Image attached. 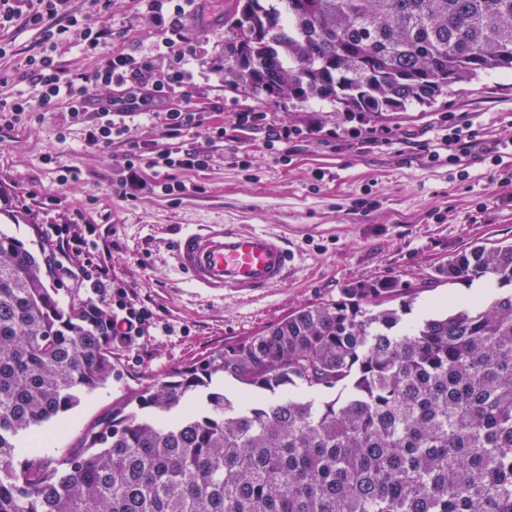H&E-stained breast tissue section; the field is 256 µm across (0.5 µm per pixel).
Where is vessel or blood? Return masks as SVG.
<instances>
[{"label": "vessel or blood", "mask_w": 512, "mask_h": 512, "mask_svg": "<svg viewBox=\"0 0 512 512\" xmlns=\"http://www.w3.org/2000/svg\"><path fill=\"white\" fill-rule=\"evenodd\" d=\"M173 254L180 272L213 295L227 289L253 294L277 287L295 259L283 235L230 224L178 232Z\"/></svg>", "instance_id": "obj_1"}]
</instances>
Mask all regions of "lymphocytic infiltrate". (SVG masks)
<instances>
[{
	"label": "lymphocytic infiltrate",
	"instance_id": "f902f5d3",
	"mask_svg": "<svg viewBox=\"0 0 512 512\" xmlns=\"http://www.w3.org/2000/svg\"><path fill=\"white\" fill-rule=\"evenodd\" d=\"M69 0H0V30L23 21L40 35L39 49L22 63L30 95L0 99V121L14 124L21 119L42 121L45 113L65 106L71 124L85 127L87 147L103 152L123 149L117 186L123 197L135 198L152 173L153 186L166 196L178 197L187 186L180 172L209 168V144L223 140L220 122L203 125V107L192 102L186 89L197 57L195 45L184 34V22L194 16L198 0H139L141 9L162 36L149 52L133 54L109 49L112 28L105 20L110 0H88L84 14L70 12ZM71 44L94 58L92 70L69 72L58 63L60 45ZM116 95H109V88ZM98 112L99 121L87 122L88 112ZM145 115L159 119L158 138L130 137L128 118ZM203 131L201 146L174 147L171 139ZM84 281L112 291V337L131 341L142 336L151 311L135 304L127 287L112 280L107 269H81Z\"/></svg>",
	"mask_w": 512,
	"mask_h": 512
}]
</instances>
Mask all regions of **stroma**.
<instances>
[{
  "label": "stroma",
  "mask_w": 512,
  "mask_h": 512,
  "mask_svg": "<svg viewBox=\"0 0 512 512\" xmlns=\"http://www.w3.org/2000/svg\"><path fill=\"white\" fill-rule=\"evenodd\" d=\"M200 5L185 25L186 36L202 47L192 82L209 100L223 102L225 134L210 147L211 167L181 178L205 186V193L172 201L143 189L136 200L123 199L112 187L116 161L86 147L82 126L67 125L62 111L0 128V230L32 251H56L63 265L106 268L153 313L140 338L113 344L112 381L44 425L53 455L72 447L146 378L238 346L303 307L340 299L350 283L398 280L413 298L412 321L452 311L472 286L428 283L434 267L473 242L512 240V184L500 182L512 158L500 167L485 158L496 142L512 138V74L458 86L431 107L365 115L364 127L388 136L354 138L350 114L333 103L257 99L225 85L222 9L211 0ZM105 19L114 33L111 49L145 51L158 38L136 0H111ZM0 40L14 48L0 58V98L29 93L20 63L37 50V32L19 22L0 30ZM244 111L267 118L241 130L233 115ZM448 114L476 133L474 147L455 166L442 142ZM63 126L61 141L56 132ZM285 126L300 128V136L269 145L270 130ZM434 151L440 161H430ZM66 168L80 173L79 184L59 182ZM204 224L284 234L296 252L287 280L252 296L230 290L210 296L195 288L178 271L171 245L176 229ZM58 225L84 239L81 254L57 251L51 229Z\"/></svg>",
  "instance_id": "stroma-1"
}]
</instances>
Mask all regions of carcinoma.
<instances>
[{
	"label": "carcinoma",
	"instance_id": "1",
	"mask_svg": "<svg viewBox=\"0 0 512 512\" xmlns=\"http://www.w3.org/2000/svg\"><path fill=\"white\" fill-rule=\"evenodd\" d=\"M279 2L224 22V80L258 98L402 112L512 71V0ZM45 263L0 231V512H512V243L434 269L485 280L481 299L408 326L398 281L353 283L151 381L58 456L38 429L112 379V325L61 307ZM224 375L249 393L211 388Z\"/></svg>",
	"mask_w": 512,
	"mask_h": 512
}]
</instances>
